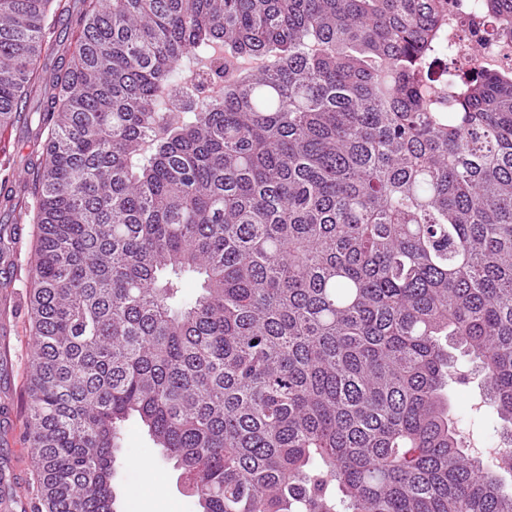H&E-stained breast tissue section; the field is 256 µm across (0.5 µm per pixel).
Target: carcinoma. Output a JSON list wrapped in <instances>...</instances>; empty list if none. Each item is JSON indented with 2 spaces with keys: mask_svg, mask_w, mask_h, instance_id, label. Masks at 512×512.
Instances as JSON below:
<instances>
[{
  "mask_svg": "<svg viewBox=\"0 0 512 512\" xmlns=\"http://www.w3.org/2000/svg\"><path fill=\"white\" fill-rule=\"evenodd\" d=\"M70 8L0 0L46 512H113L133 416L202 512H512L449 393L459 351L512 446V68L440 86L448 0Z\"/></svg>",
  "mask_w": 512,
  "mask_h": 512,
  "instance_id": "cac0c4a2",
  "label": "carcinoma"
}]
</instances>
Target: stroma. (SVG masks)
Wrapping results in <instances>:
<instances>
[{
  "instance_id": "stroma-1",
  "label": "stroma",
  "mask_w": 512,
  "mask_h": 512,
  "mask_svg": "<svg viewBox=\"0 0 512 512\" xmlns=\"http://www.w3.org/2000/svg\"><path fill=\"white\" fill-rule=\"evenodd\" d=\"M43 142L34 129L13 128L0 134V228L14 232L18 244L8 264L0 263V399L10 403L12 418L0 429V452L12 455L23 471L17 512H36L34 468L26 447V385L31 340L28 316V274L32 261V225L22 223L8 201L13 187L26 180L31 166L41 157ZM461 369L468 379L453 384L452 401L462 416L461 428L485 441H493V413L473 414L470 405L478 391L479 378L469 363ZM115 478L118 512H200L196 498L187 490L179 470L155 445L143 423L130 418L123 425ZM148 465L155 490L130 495V476Z\"/></svg>"
}]
</instances>
